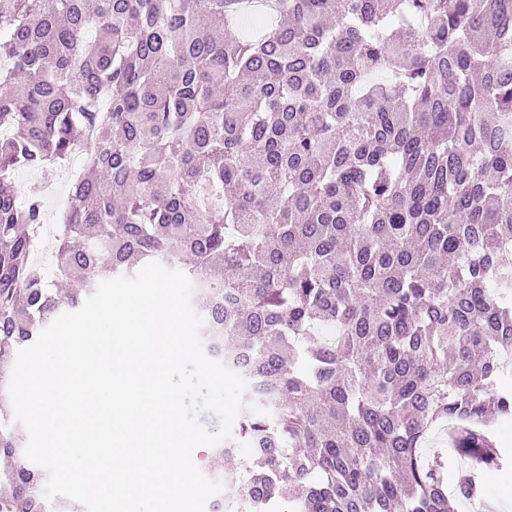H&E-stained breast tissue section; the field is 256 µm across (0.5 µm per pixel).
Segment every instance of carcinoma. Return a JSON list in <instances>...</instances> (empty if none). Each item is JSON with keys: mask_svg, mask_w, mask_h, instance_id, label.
<instances>
[{"mask_svg": "<svg viewBox=\"0 0 512 512\" xmlns=\"http://www.w3.org/2000/svg\"><path fill=\"white\" fill-rule=\"evenodd\" d=\"M245 3L0 5V512H76L23 454L16 354L155 259L268 411L213 449L220 482L250 449L216 512H456L508 465L512 0H267L260 36L225 34ZM77 153L62 296L14 173Z\"/></svg>", "mask_w": 512, "mask_h": 512, "instance_id": "obj_1", "label": "carcinoma"}]
</instances>
